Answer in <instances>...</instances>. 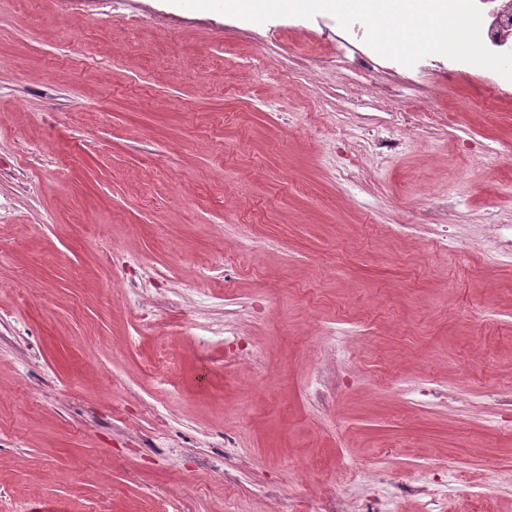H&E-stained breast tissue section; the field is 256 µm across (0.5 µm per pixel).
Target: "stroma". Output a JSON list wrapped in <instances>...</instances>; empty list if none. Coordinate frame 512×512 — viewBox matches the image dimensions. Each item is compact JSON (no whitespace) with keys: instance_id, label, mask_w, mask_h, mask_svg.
<instances>
[{"instance_id":"1","label":"stroma","mask_w":512,"mask_h":512,"mask_svg":"<svg viewBox=\"0 0 512 512\" xmlns=\"http://www.w3.org/2000/svg\"><path fill=\"white\" fill-rule=\"evenodd\" d=\"M365 34L0 0V512H512V95Z\"/></svg>"}]
</instances>
